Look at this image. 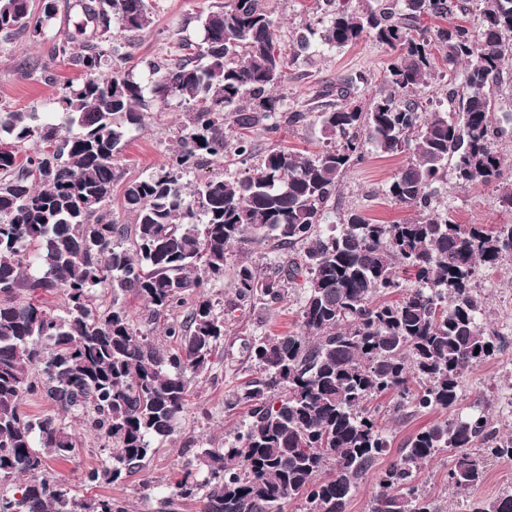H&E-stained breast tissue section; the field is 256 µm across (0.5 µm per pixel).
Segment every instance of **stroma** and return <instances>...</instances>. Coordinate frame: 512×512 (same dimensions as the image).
I'll return each mask as SVG.
<instances>
[{
    "instance_id": "35a3bbf8",
    "label": "stroma",
    "mask_w": 512,
    "mask_h": 512,
    "mask_svg": "<svg viewBox=\"0 0 512 512\" xmlns=\"http://www.w3.org/2000/svg\"><path fill=\"white\" fill-rule=\"evenodd\" d=\"M154 2L155 25L153 29L138 32L131 49V64L137 75L146 71L148 62L168 58L177 40L201 41L202 32L196 17L211 6L213 0ZM266 3L279 22L284 44H291L295 35L305 28L318 30L322 27L315 0H266ZM53 44V39L49 38L33 46L24 38L0 33V107L13 111L33 108L41 112L52 111L63 85L80 76L74 66L53 58ZM391 60L390 50L369 38L342 49L324 48L309 60L290 65L275 93L285 110H314L325 102L327 92L335 89L343 79L362 73L367 76L368 83L360 88L359 98L366 103L382 89ZM44 64L51 68L53 81H45L41 76L40 67ZM180 112L177 102H169L168 106L151 112L145 128L131 133L128 147L119 161L126 179L143 177L164 160L176 141ZM250 137L259 157L278 146L317 151L324 145L320 127L316 124L285 129L275 138L256 129ZM406 160L403 154L388 155L369 148L364 162L348 170L340 182L333 222H342L352 211L362 213L375 224H399L411 220L412 211L395 204L385 193ZM437 202L448 207L460 224H500L507 220L506 214L499 210L497 192L491 186L476 184L462 188L449 177L438 187ZM242 259L263 270L285 264L288 252L264 245L245 251L232 248L223 281L209 288L217 310L224 313V339L206 371L192 379L187 410L172 438L160 445L142 469L125 476L119 484L91 486L82 482V473L109 456L110 450L104 441L87 430L82 419L66 416L65 425L82 440L83 446L70 459L50 462L48 474L53 480L85 499L101 496L119 499L126 512H159L156 498L145 496L143 492L144 479L159 485L173 482L197 450L211 444L220 446L233 439L247 410L243 407L228 409L226 401L237 387L255 377L257 372L248 356V344L260 336L296 331L300 325L301 306L300 294L289 289L281 302L260 301L241 310H231L232 284ZM476 286L483 298L488 324L504 334L508 342L496 357L478 364L468 373L464 395L469 400L479 395L491 396L496 428L512 432V409L507 406V398L512 395V262L505 261L484 270ZM378 404L380 422L396 449L424 425L439 418L435 412L394 414L385 397L379 398ZM447 470L445 461L434 460L417 474L416 482L426 486L446 512H467L465 496L456 493L445 479Z\"/></svg>"
}]
</instances>
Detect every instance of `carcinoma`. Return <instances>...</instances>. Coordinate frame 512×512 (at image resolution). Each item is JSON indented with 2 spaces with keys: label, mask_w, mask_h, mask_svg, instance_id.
Returning a JSON list of instances; mask_svg holds the SVG:
<instances>
[{
  "label": "carcinoma",
  "mask_w": 512,
  "mask_h": 512,
  "mask_svg": "<svg viewBox=\"0 0 512 512\" xmlns=\"http://www.w3.org/2000/svg\"><path fill=\"white\" fill-rule=\"evenodd\" d=\"M480 3L477 26L432 31L425 16L466 13L469 0H378L365 9L316 0L326 18L320 44L370 36L394 59L369 104L356 100L359 75L324 110L288 113L273 95L286 63L263 0L212 6L197 17L201 42L179 41L145 80L116 67L125 54L112 30L149 28L153 0H78L84 19L54 43L53 57L81 78L61 88L56 117L0 110V512H125L110 496L87 500L46 476L49 461L81 446L60 414L87 417L112 443L83 482L112 484L141 468L176 432L189 376L205 370L224 338L206 288L224 280L232 247L270 242L300 249L270 271L239 266L233 307L277 303L289 284L302 295L301 330L251 343L258 376L232 402L248 408V419L233 441L202 449L167 485V512L187 501L199 512H283L297 497L305 512H347L359 481L392 446L370 407L385 394L398 412L447 417L408 438L378 473L372 512H440L415 478L447 450L448 485L465 495L468 512H512V486L492 499L475 495L487 463L512 462V434L493 427L487 397L461 408L469 371L504 348L482 319L476 279L512 258V223L459 224L434 205L433 191L450 174L461 187L492 185L512 213L495 104L512 59V0ZM57 13V0H0V31L37 44ZM312 35H297L293 61L313 53ZM439 79L448 80L446 100L416 97ZM171 99L182 108L176 148L146 176L124 181L118 160L128 137ZM311 123L326 137L315 154L278 147L239 177L184 182L207 164L253 159L239 129L277 135ZM370 143L409 152L386 194L415 217L373 224L353 212L338 228L331 202ZM119 184L134 217L127 247L117 243L125 226L108 209ZM404 273L414 285H403ZM21 290L60 292L65 315L18 298ZM102 290L112 294L104 309L95 304ZM392 293L400 298L379 300ZM128 295L144 304L143 329L119 303ZM157 331L178 347H158ZM28 396L47 399L53 412L26 414Z\"/></svg>",
  "instance_id": "obj_1"
}]
</instances>
